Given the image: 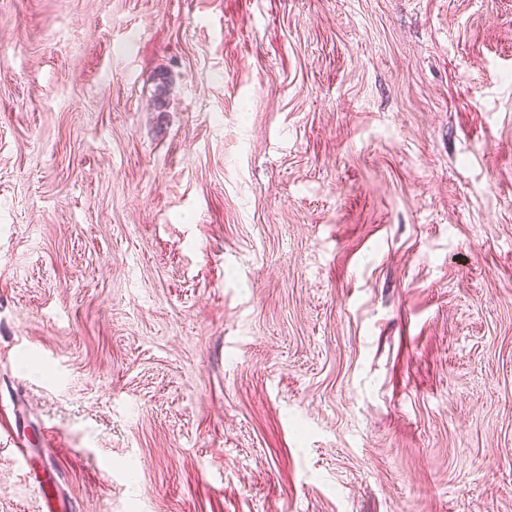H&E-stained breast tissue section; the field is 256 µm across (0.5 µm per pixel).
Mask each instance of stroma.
<instances>
[{"label": "stroma", "mask_w": 512, "mask_h": 512, "mask_svg": "<svg viewBox=\"0 0 512 512\" xmlns=\"http://www.w3.org/2000/svg\"><path fill=\"white\" fill-rule=\"evenodd\" d=\"M51 507L512 512V0H0V512Z\"/></svg>", "instance_id": "stroma-1"}]
</instances>
